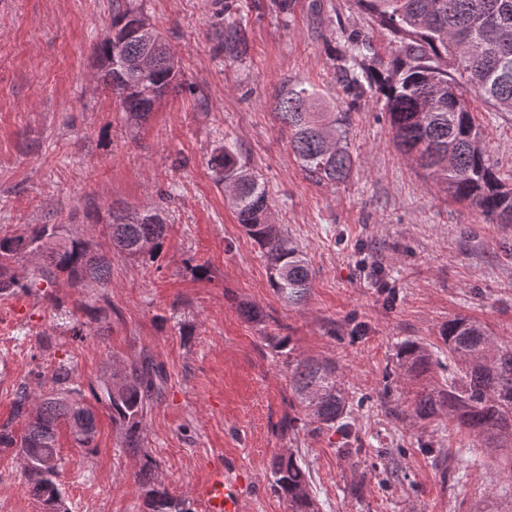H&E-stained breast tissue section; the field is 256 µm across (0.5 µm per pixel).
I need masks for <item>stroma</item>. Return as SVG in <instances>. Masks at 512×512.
<instances>
[{"mask_svg": "<svg viewBox=\"0 0 512 512\" xmlns=\"http://www.w3.org/2000/svg\"><path fill=\"white\" fill-rule=\"evenodd\" d=\"M176 53L183 85L163 96L141 128L128 127L97 68L95 47L115 0H0V233L32 224L88 232L110 253V209L141 211L173 199L169 232L155 262L112 259V286L60 288L79 320L108 307L102 331L72 338L59 312L30 294L0 296V424L12 422L19 382L61 360L86 397L99 392L111 358L153 356L166 377L149 410L142 450L193 512L197 490L215 470L235 488L240 512H288L271 489L269 464L288 448L309 465L321 512H512V452L470 460L442 417H410L429 380L460 378L457 362L432 379L395 368L398 346L441 345L448 320L462 316L512 345V224H488L393 142L382 104L352 111L349 142L360 165L348 181L309 180L273 117V94L287 80L320 86L342 104L341 31L368 34L362 61L380 69L389 37L352 0H322L311 14L297 0L290 18L271 0H242L249 52L225 61L216 32L224 0H138ZM483 121L491 161L512 173V112L468 98ZM231 138L265 182L273 216L305 254L313 278L306 301L288 307L270 287L260 249L224 202L213 179V148ZM206 266V278L192 268ZM258 306L265 324L242 317ZM289 337L276 351L268 330ZM51 336L39 347V334ZM335 360L347 391L365 397L350 421L362 451L341 434L281 436L291 412L289 355ZM391 387V414L378 396ZM94 449L62 440L59 482L70 512H143L137 459L121 446L110 411L96 404ZM0 504L42 512L20 459L0 452Z\"/></svg>", "mask_w": 512, "mask_h": 512, "instance_id": "stroma-1", "label": "stroma"}]
</instances>
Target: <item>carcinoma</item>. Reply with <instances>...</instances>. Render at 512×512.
<instances>
[{
	"label": "carcinoma",
	"mask_w": 512,
	"mask_h": 512,
	"mask_svg": "<svg viewBox=\"0 0 512 512\" xmlns=\"http://www.w3.org/2000/svg\"><path fill=\"white\" fill-rule=\"evenodd\" d=\"M237 0H224V60H244L247 30L236 13ZM377 26L391 36V52L383 64L386 75L362 67L370 50L368 36L348 34L339 53L341 81L348 108L328 105L323 90L308 81H293L274 95V116L288 129L289 147L306 177L334 186L346 182L357 164L349 143L351 109L370 96L383 102L400 150L431 171L448 196L474 207L490 224H512V182L503 179L490 161L485 129L468 104L476 93L497 112H512V0H355ZM145 17L131 0L117 4L112 27L123 33L129 16ZM119 50L123 66L104 76L126 122L140 126L155 103L181 77L179 63L162 35H141L107 45L97 56L109 59ZM216 184L224 189L237 222L258 244L265 257L274 291L290 306L305 302L311 288V268L302 252L272 220V201L265 183L251 169L240 146L224 139L210 156ZM58 224H37L22 233L0 234V295L42 296L56 309L65 299L51 288L66 275L73 288L112 284V259L96 251L83 235L63 236ZM113 250L126 258L154 261L169 225L159 210L110 213L107 225ZM31 258L36 266L19 270L15 264ZM441 338L444 348L433 351L416 342L400 344L397 366L406 377L428 376L442 359L464 365L461 382H433L414 402L411 415L432 421L442 414L457 422L469 438L465 453L480 457L485 449L512 448V347L498 344L479 323L465 317L448 321ZM296 415L280 424L286 435L308 426L318 433H354L348 421L351 400L336 364L314 358L288 361ZM52 390L33 393L19 383L14 391L13 418L22 419V433L12 422L0 425V451L16 449L28 460L24 475L31 495L43 512H69L58 478L64 460L58 451L60 428L77 448H93L97 413L75 386L74 369L65 361L51 370ZM165 375L144 354L138 360L112 361L101 380L100 394L121 429L122 447L132 455L142 448L145 417L162 393ZM145 512H192L190 503L173 496L145 457L135 472ZM270 486L288 503V512H320L309 467L288 449L270 463Z\"/></svg>",
	"instance_id": "1"
}]
</instances>
